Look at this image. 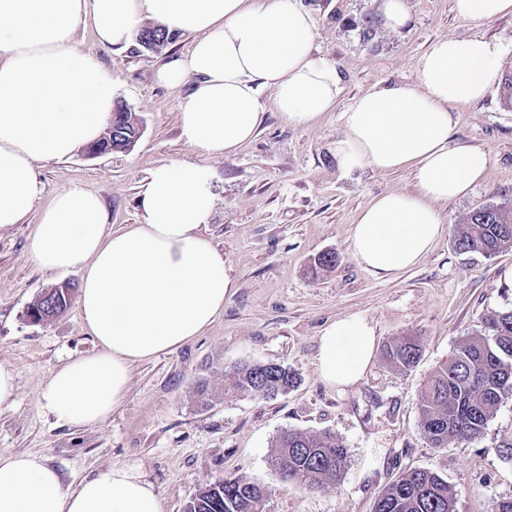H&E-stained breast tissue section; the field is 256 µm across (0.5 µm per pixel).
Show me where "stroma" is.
Wrapping results in <instances>:
<instances>
[{
    "mask_svg": "<svg viewBox=\"0 0 512 512\" xmlns=\"http://www.w3.org/2000/svg\"><path fill=\"white\" fill-rule=\"evenodd\" d=\"M383 0H301L317 24L315 48L342 75L335 111L306 126L286 124L265 107L254 138L230 157H211L188 145L179 126L183 90L157 83L170 57L188 52L193 35L176 34L160 51L138 44L98 45L90 27L78 30L82 48L111 69L120 100L142 124L124 152L38 162L40 206L77 183L102 199L112 229L142 223L137 195L150 170L193 161L212 173L214 204L202 234L224 255L234 288L224 310L194 340L135 364L126 393L101 423L70 427L42 407L41 394L57 367L94 352L77 304L43 323L29 306L48 288L79 284L80 273L47 272L30 259L37 216L0 229V363L12 366L17 390L0 406V452L43 456L74 485L119 464L154 485L163 512H183L203 487L242 475L267 492L266 512H371L379 491L409 468L428 469L457 494V512H491L512 497V398L490 419L481 440L430 447L419 425L420 390L431 373L482 320L512 309V250L486 257L460 252L454 228L473 209L512 203V109L499 85L475 102L457 105L453 140L484 149L483 180L441 205L444 231L416 266L390 280L365 271L350 251V230L374 197L413 188L410 170L348 172L333 145L342 134L340 111L374 85L416 79L415 62L438 38L475 36L502 47V70L512 69V15L474 26L454 0H405L406 28L384 22ZM335 253L333 270L312 274L314 259ZM351 314L375 328V357L354 387L339 391L317 370L319 338L330 321ZM403 336L417 337V362L402 370L386 357ZM274 363L296 377L273 399L227 390V373L243 364ZM209 399H202L200 386ZM285 429L331 432L349 450L343 478L320 489L284 484L272 465Z\"/></svg>",
    "mask_w": 512,
    "mask_h": 512,
    "instance_id": "35a3bbf8",
    "label": "stroma"
}]
</instances>
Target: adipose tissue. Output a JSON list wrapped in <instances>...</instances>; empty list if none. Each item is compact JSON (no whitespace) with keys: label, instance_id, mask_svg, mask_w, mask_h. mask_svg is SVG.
<instances>
[{"label":"adipose tissue","instance_id":"adipose-tissue-1","mask_svg":"<svg viewBox=\"0 0 512 512\" xmlns=\"http://www.w3.org/2000/svg\"><path fill=\"white\" fill-rule=\"evenodd\" d=\"M190 33L188 53L158 71L160 82L190 84L179 101L185 141L228 157L251 140L270 90L292 126L335 108L342 76L316 55L314 16L298 0H0V227L39 220L34 263L79 269V309L97 353L57 368L42 394L57 421L73 427L107 418L136 363L172 351L210 326L234 287L224 255L200 229L214 203L207 166L154 167L138 193L143 221L108 228L100 197L79 184L43 209L35 164L62 160L97 140L118 96L112 72L75 39L90 26L104 47L124 48L144 19ZM499 43L441 37L417 61L410 83L375 85L342 114L334 151L348 171L410 169L414 189L377 196L358 214L352 256L370 274L393 279L416 265L442 234L437 209L485 175L478 147L453 143V107L480 100L497 78ZM374 326L348 315L329 322L317 365L326 384L356 385L373 361ZM0 512H162L153 485L112 465L74 486L36 453H0Z\"/></svg>","mask_w":512,"mask_h":512}]
</instances>
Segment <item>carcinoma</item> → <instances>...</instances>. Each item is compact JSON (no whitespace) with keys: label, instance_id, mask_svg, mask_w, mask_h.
Here are the masks:
<instances>
[{"label":"carcinoma","instance_id":"cac0c4a2","mask_svg":"<svg viewBox=\"0 0 512 512\" xmlns=\"http://www.w3.org/2000/svg\"><path fill=\"white\" fill-rule=\"evenodd\" d=\"M138 116L114 112L111 128L94 142L101 153L124 151L139 138ZM456 247L491 256L512 249V203L488 204L472 210L454 228ZM73 288L42 293L28 308L48 320L64 313ZM420 355L413 336L399 339L388 350L397 367H411ZM233 388L274 398L288 392L295 376L278 364L240 365L232 369ZM512 396V309L482 321L481 330L465 337L447 361L427 380L419 398L420 427L434 448L450 441L473 443L484 434L499 404ZM349 451L329 433L282 432L273 465L282 481L318 489L342 478ZM262 488L243 476L226 477L201 489L185 512H265ZM457 498L448 482L427 469H409L377 496L373 512H456Z\"/></svg>","mask_w":512,"mask_h":512}]
</instances>
